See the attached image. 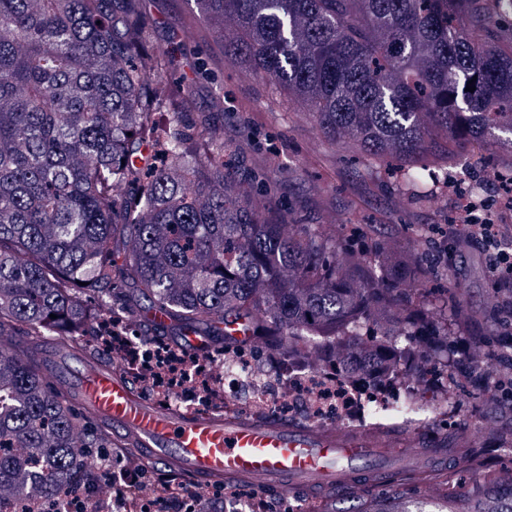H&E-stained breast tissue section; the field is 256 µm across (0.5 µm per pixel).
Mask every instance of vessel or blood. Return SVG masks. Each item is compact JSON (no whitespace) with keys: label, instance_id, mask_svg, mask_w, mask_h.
<instances>
[{"label":"vessel or blood","instance_id":"obj_1","mask_svg":"<svg viewBox=\"0 0 512 512\" xmlns=\"http://www.w3.org/2000/svg\"><path fill=\"white\" fill-rule=\"evenodd\" d=\"M46 381L89 401L122 442L147 449L152 459L165 460L182 476L203 484L244 481L285 499L316 485L336 486L356 498L364 487L355 473L368 463L370 449L381 443L376 435L350 430L158 406L141 398L115 364H86L72 385L53 373Z\"/></svg>","mask_w":512,"mask_h":512}]
</instances>
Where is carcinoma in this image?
I'll use <instances>...</instances> for the list:
<instances>
[{
    "mask_svg": "<svg viewBox=\"0 0 512 512\" xmlns=\"http://www.w3.org/2000/svg\"><path fill=\"white\" fill-rule=\"evenodd\" d=\"M141 2L0 0V503L99 489L89 450L110 426L45 385L46 343L88 335L117 279L178 336L302 342L366 384L419 373V353L448 362V331L390 315L402 262L341 258L320 226L289 235L247 188L224 190V139L211 116L189 126L168 107L170 61ZM472 3L197 0L234 22L225 57L292 90L327 137L401 155L420 198L433 189L418 158L438 139L508 133L512 151V45L483 43L488 17L460 24ZM80 282L100 312L68 292ZM369 324L383 337L364 339ZM415 412L412 393L366 407L377 425Z\"/></svg>",
    "mask_w": 512,
    "mask_h": 512,
    "instance_id": "obj_1",
    "label": "carcinoma"
}]
</instances>
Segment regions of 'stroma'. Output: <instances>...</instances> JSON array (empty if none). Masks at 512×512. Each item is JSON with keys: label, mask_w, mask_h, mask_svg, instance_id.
I'll return each mask as SVG.
<instances>
[{"label": "stroma", "mask_w": 512, "mask_h": 512, "mask_svg": "<svg viewBox=\"0 0 512 512\" xmlns=\"http://www.w3.org/2000/svg\"><path fill=\"white\" fill-rule=\"evenodd\" d=\"M149 38L174 61L166 79L189 118L204 112L224 136V170L258 186L260 196L292 224H318L341 251L371 255L392 251L411 257L412 276L403 288L412 307L448 322V355L467 368L448 393L456 429L416 424L393 434L401 443L417 435L422 447L441 449L432 468L449 492L488 501L482 476L466 455L480 448L492 473L512 470V290L476 250L455 253L449 224H511L512 154L485 140H472L448 159L428 160L432 173H447L432 197H412L400 181L404 162L394 154L368 166L361 151L327 138L286 87L258 78L225 59L222 44L231 27L199 18L195 0H145ZM484 191L468 215L459 194L474 181ZM452 318H444V308ZM473 429L471 439L460 428ZM370 497L397 499L416 512H437L442 503L422 483L388 476L364 477Z\"/></svg>", "instance_id": "35a3bbf8"}]
</instances>
